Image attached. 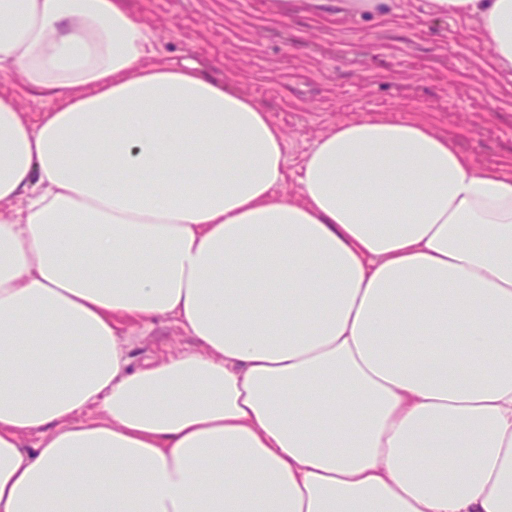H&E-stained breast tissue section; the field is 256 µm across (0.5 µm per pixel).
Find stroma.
Returning a JSON list of instances; mask_svg holds the SVG:
<instances>
[{
    "instance_id": "obj_1",
    "label": "stroma",
    "mask_w": 512,
    "mask_h": 512,
    "mask_svg": "<svg viewBox=\"0 0 512 512\" xmlns=\"http://www.w3.org/2000/svg\"><path fill=\"white\" fill-rule=\"evenodd\" d=\"M171 59L189 56L253 97L287 141L285 192L302 157L336 122L428 117L483 168L512 172V71L497 70L478 26L429 0H129ZM193 340L173 322L130 332L134 363Z\"/></svg>"
}]
</instances>
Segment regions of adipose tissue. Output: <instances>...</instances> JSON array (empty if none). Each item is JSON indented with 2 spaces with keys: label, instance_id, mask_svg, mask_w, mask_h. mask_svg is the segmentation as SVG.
<instances>
[{
  "label": "adipose tissue",
  "instance_id": "1",
  "mask_svg": "<svg viewBox=\"0 0 512 512\" xmlns=\"http://www.w3.org/2000/svg\"><path fill=\"white\" fill-rule=\"evenodd\" d=\"M433 2L512 70V0ZM0 74V512H512V174L361 118L283 195L127 0H0ZM124 335L123 338L129 336L128 351L135 364L153 358L163 351L161 349L162 343H166L167 350L171 352L188 350L194 346V341L172 321L156 326L152 332L145 336L137 331Z\"/></svg>",
  "mask_w": 512,
  "mask_h": 512
}]
</instances>
